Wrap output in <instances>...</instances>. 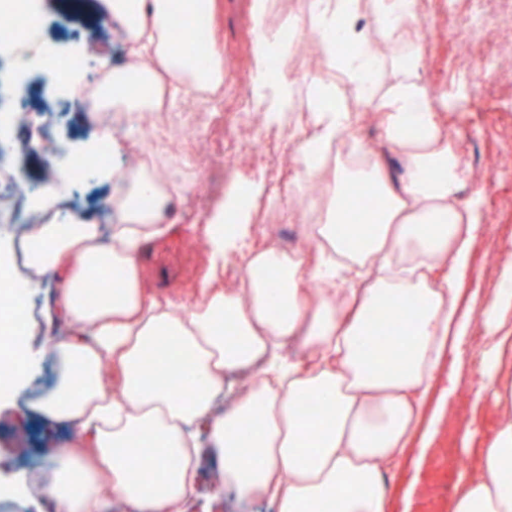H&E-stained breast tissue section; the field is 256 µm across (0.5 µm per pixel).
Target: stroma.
Instances as JSON below:
<instances>
[{"label":"stroma","mask_w":512,"mask_h":512,"mask_svg":"<svg viewBox=\"0 0 512 512\" xmlns=\"http://www.w3.org/2000/svg\"><path fill=\"white\" fill-rule=\"evenodd\" d=\"M45 38L69 56L92 60L108 55L113 64L124 60L125 47L119 33L100 36L91 0H43ZM467 0H429L419 14V33L426 58L416 76L428 92L446 91L457 97L456 109L448 123V135L461 148L469 169V179L461 199L480 195V231L473 245L463 283L460 313L467 325L464 340L449 336L443 377L453 384L439 431L426 450L421 468L404 464L391 490L395 501H407L409 512H445L448 487L455 471L443 464L448 439L458 448H466L465 420L459 412H477L485 425H492L504 414L491 391L481 389L480 350L486 334L487 311L499 285L501 271L512 265V0H487L479 25L468 19ZM224 41V109L237 111L239 88L255 90L251 69V23L248 0H224L222 21ZM485 45L492 56L482 65L472 48ZM52 77L36 75L20 94L22 106L32 112L53 106L58 126L57 145L90 141L97 136L95 123L89 121L76 104L56 109V100L47 93ZM181 136L200 139L201 151L191 161L195 172L191 191L202 199L200 209H189L178 202L170 214L175 229L154 243L143 260L153 272V288L179 298L183 287L192 282L204 262L206 242L193 235L192 225L205 224L213 203L232 185L235 174L253 183L257 212L277 210L279 223L266 229H252L250 238L238 241L232 255L244 258L251 239L268 232L280 244L297 250L305 225L302 198L294 195L288 183L293 174L295 150L299 144L287 127H278L285 142L279 153L278 170L282 181L254 171L244 160H236L230 173L211 168L208 156L218 151V138L202 136L197 116L186 102H179L167 120ZM111 192L107 181H92L70 186L72 212L100 219L103 203ZM65 427H48L24 404L0 405V491L6 490L18 475L44 460L47 439L62 442Z\"/></svg>","instance_id":"1"}]
</instances>
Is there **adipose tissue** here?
Segmentation results:
<instances>
[{"instance_id":"ef3b65f1","label":"adipose tissue","mask_w":512,"mask_h":512,"mask_svg":"<svg viewBox=\"0 0 512 512\" xmlns=\"http://www.w3.org/2000/svg\"><path fill=\"white\" fill-rule=\"evenodd\" d=\"M100 19L118 20L130 64L99 56L100 79L64 70L62 56L32 37L21 62L54 72L55 88L74 97L93 91L101 111L171 112L181 96L217 91L224 83V46L211 36L208 62L174 47L167 20L205 17L217 29L222 0H100ZM363 0H311V38L373 106L385 145L403 161L392 178L379 152L357 139L362 122L335 85L290 70L269 71L270 52L289 56L268 25L270 0H250L252 70L269 124L291 112L313 127L294 159V186L318 183L322 221L305 228V246L291 253L263 236L245 256L273 280L224 281L221 232L208 235L203 273L185 299L157 295L140 256L166 237V219L182 194L163 168L127 173L101 167L96 177L119 182L107 201L108 226L62 219L68 200L67 157L49 160L50 175L30 202L42 217L0 257V282L24 292L54 276L63 293L45 307L10 314V352L0 355V393L25 396L32 366L48 362L52 381L30 407L49 425L68 428L49 444L45 469L23 473L18 495L49 497L53 512H193L200 461L211 455L218 487L276 512H392L387 479L414 453L430 409L448 333L458 325L457 285L479 229V202L462 200L468 169L447 122L412 69H400L377 91L376 63L352 21ZM419 0H372V19L405 31ZM416 136H408L409 128ZM354 136L361 162L329 166L320 158L342 135ZM361 186V201L348 190ZM97 300L87 303L89 284ZM406 306L385 353L368 349L378 305ZM62 320L64 336L39 334L40 321ZM299 341L300 352L288 346ZM189 366L192 388L176 393L149 385L150 376ZM483 383L497 404L512 407V336H489L481 349ZM316 397L328 408L318 421L298 411ZM158 468L139 465L140 432ZM467 438L479 446L469 470L456 476L447 512H512V419Z\"/></svg>"}]
</instances>
